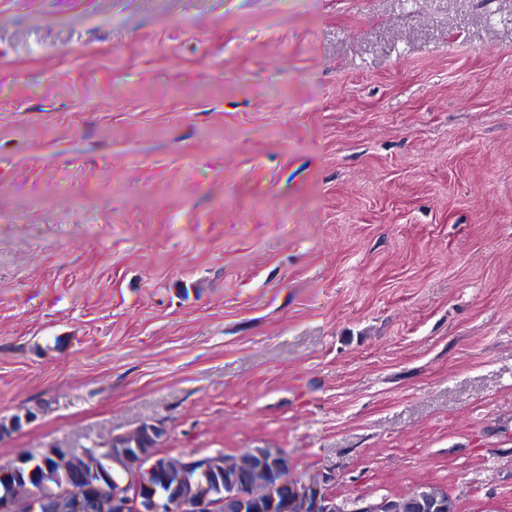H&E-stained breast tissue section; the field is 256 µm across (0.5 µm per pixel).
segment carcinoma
<instances>
[{"label": "carcinoma", "mask_w": 512, "mask_h": 512, "mask_svg": "<svg viewBox=\"0 0 512 512\" xmlns=\"http://www.w3.org/2000/svg\"><path fill=\"white\" fill-rule=\"evenodd\" d=\"M162 425L143 422L135 429L108 436L99 443L110 448V461L86 455L79 448L59 452L23 454V464L0 465V500L25 502L39 493L51 500L49 512H76L82 504L87 512H112L110 496L125 493L129 473L139 466H153L147 493L171 492L183 502H192L212 492L229 497L245 484V512H309L297 496L282 451L268 449V460L260 462L252 449L237 454L221 453L209 459L208 471L198 475L186 469L183 456L161 454ZM80 490L79 498L59 494L63 485ZM388 512H455L453 501L442 488L420 484L393 497Z\"/></svg>", "instance_id": "obj_1"}]
</instances>
